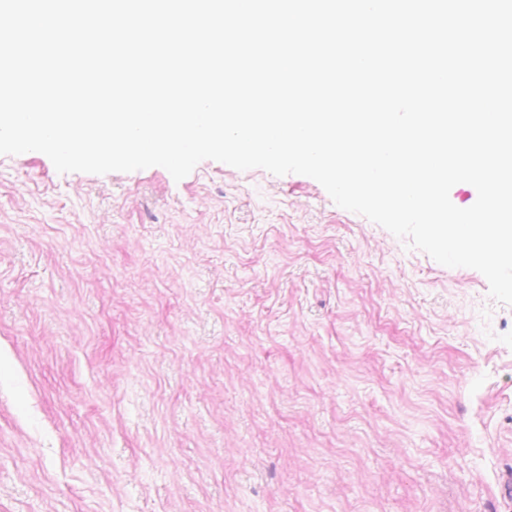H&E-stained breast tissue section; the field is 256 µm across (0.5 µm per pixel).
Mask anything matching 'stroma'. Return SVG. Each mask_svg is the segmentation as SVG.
Instances as JSON below:
<instances>
[{"label": "stroma", "instance_id": "1", "mask_svg": "<svg viewBox=\"0 0 512 512\" xmlns=\"http://www.w3.org/2000/svg\"><path fill=\"white\" fill-rule=\"evenodd\" d=\"M512 306L314 179L0 155V512H512Z\"/></svg>", "mask_w": 512, "mask_h": 512}]
</instances>
